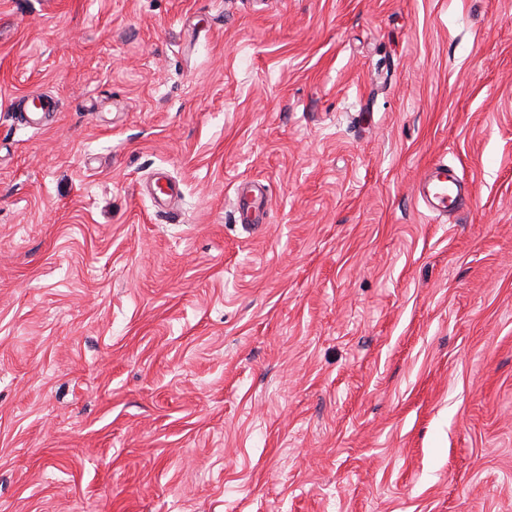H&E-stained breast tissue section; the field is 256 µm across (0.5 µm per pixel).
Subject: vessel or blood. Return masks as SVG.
I'll return each instance as SVG.
<instances>
[{
	"instance_id": "b4317fda",
	"label": "vessel or blood",
	"mask_w": 512,
	"mask_h": 512,
	"mask_svg": "<svg viewBox=\"0 0 512 512\" xmlns=\"http://www.w3.org/2000/svg\"><path fill=\"white\" fill-rule=\"evenodd\" d=\"M54 106L50 100L33 98L30 107L24 108L21 117L31 127L47 125L53 118ZM145 195L158 211H167L181 194L178 183L155 179L146 184ZM418 196L432 217L438 218L466 206L470 196L467 184L453 168L440 161L429 163L420 179ZM235 206L239 220L246 226L258 228L263 224L265 200L260 184L244 182L235 190Z\"/></svg>"
}]
</instances>
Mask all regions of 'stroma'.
I'll return each mask as SVG.
<instances>
[{"instance_id":"1","label":"stroma","mask_w":512,"mask_h":512,"mask_svg":"<svg viewBox=\"0 0 512 512\" xmlns=\"http://www.w3.org/2000/svg\"><path fill=\"white\" fill-rule=\"evenodd\" d=\"M0 512H512V0H0ZM55 106L48 99L36 96L31 100L30 107H24L21 112L22 120L31 127H41L52 121ZM470 190L453 168L441 161L429 163L420 179L418 197L434 218L446 216L467 205ZM142 194L149 197L159 212L166 213L172 202L180 196L181 189L178 183L159 177L154 183L146 184ZM265 205L263 188L259 183L244 182L236 187L235 206L241 224L253 228L261 227Z\"/></svg>"}]
</instances>
